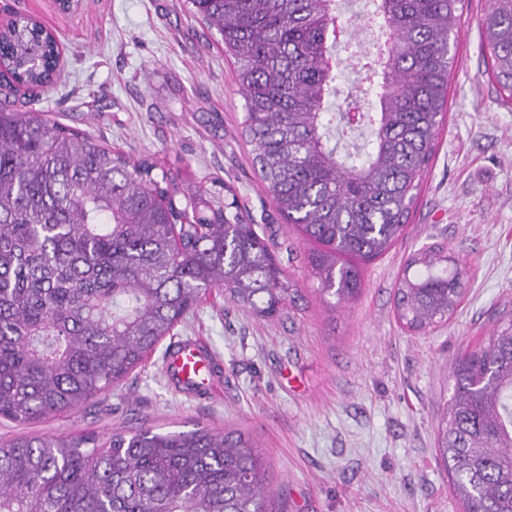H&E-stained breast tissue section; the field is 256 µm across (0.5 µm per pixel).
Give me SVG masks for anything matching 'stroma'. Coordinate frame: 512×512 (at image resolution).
<instances>
[{
  "mask_svg": "<svg viewBox=\"0 0 512 512\" xmlns=\"http://www.w3.org/2000/svg\"><path fill=\"white\" fill-rule=\"evenodd\" d=\"M487 10L488 0L465 2L446 122L403 237L365 266L359 296L333 310L307 265L311 243L278 213L241 137L235 66L187 0H79L68 12L55 0H0V25L34 17L64 54L55 82L17 93L15 108L134 158H167L184 184L230 183L298 290L274 321L212 291L175 326V339L201 338L220 361L211 394L176 393L161 345L78 409L0 419V443L235 429L265 462L274 512H458L436 458L450 365L512 314V108L485 73ZM431 244L465 264V294L448 322L412 334L395 317V287L410 254Z\"/></svg>",
  "mask_w": 512,
  "mask_h": 512,
  "instance_id": "stroma-1",
  "label": "stroma"
}]
</instances>
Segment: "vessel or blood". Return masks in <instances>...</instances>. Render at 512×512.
<instances>
[{
    "label": "vessel or blood",
    "mask_w": 512,
    "mask_h": 512,
    "mask_svg": "<svg viewBox=\"0 0 512 512\" xmlns=\"http://www.w3.org/2000/svg\"><path fill=\"white\" fill-rule=\"evenodd\" d=\"M212 361L205 344L200 339L190 338L169 350L165 365L172 384L187 396L197 397L207 393L216 379Z\"/></svg>",
    "instance_id": "1"
}]
</instances>
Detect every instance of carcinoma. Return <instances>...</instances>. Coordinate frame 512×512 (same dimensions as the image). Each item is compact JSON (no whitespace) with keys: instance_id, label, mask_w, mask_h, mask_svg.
<instances>
[{"instance_id":"obj_1","label":"carcinoma","mask_w":512,"mask_h":512,"mask_svg":"<svg viewBox=\"0 0 512 512\" xmlns=\"http://www.w3.org/2000/svg\"><path fill=\"white\" fill-rule=\"evenodd\" d=\"M341 0H190L234 60L241 136L277 211L318 248L321 292L351 301L364 266L403 234L445 118L451 35L464 0H371L378 58L351 41ZM486 72L512 105V0L483 19ZM381 75L374 105L336 100L338 49ZM56 43L21 17L0 30L11 93L52 83ZM368 143L339 156L335 137ZM467 268L436 248L407 260L395 316L420 333L452 318ZM262 319L297 290L221 180L178 173L0 103V417L77 409L146 362L211 290ZM437 457L462 512H512V318L452 363ZM266 468L245 433L145 428L100 444H0V512H269Z\"/></svg>"}]
</instances>
